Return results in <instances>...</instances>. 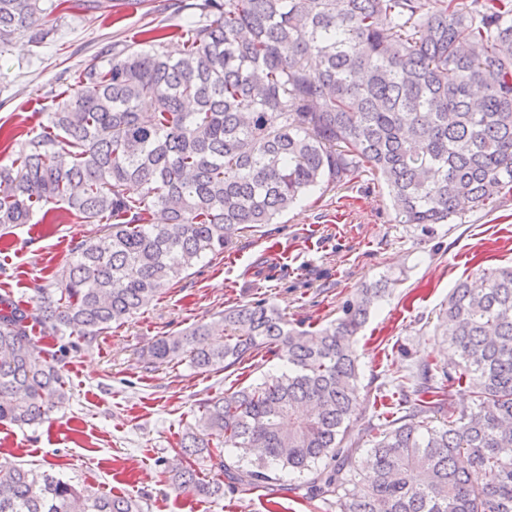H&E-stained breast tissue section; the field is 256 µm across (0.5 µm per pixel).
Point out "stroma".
<instances>
[{
	"mask_svg": "<svg viewBox=\"0 0 512 512\" xmlns=\"http://www.w3.org/2000/svg\"><path fill=\"white\" fill-rule=\"evenodd\" d=\"M184 19L175 0H97L90 12L52 15L50 39H15L0 54V125L37 130L78 70L105 44L135 43L140 30L168 31V53L181 43L172 32ZM97 225L57 205L49 222L32 218L0 231V293L26 311L40 305V288L54 283L76 242ZM512 264V193L466 212L452 224L422 230L396 219L383 183L367 178L314 191L274 223L234 231L224 255L195 266L135 319L104 330L92 346L77 337L38 333L46 359L63 374L69 403L41 424H0V454L135 500L141 512H332L303 492L239 485L223 497L182 494L169 480L180 467V442L203 400L233 385L260 382L278 370L273 357L231 373L203 372L182 362L147 371L143 353L157 338L212 320L225 306L267 298L288 321L315 327L340 314L362 284L388 282L392 293L370 314L357 337L361 383L396 382L425 360L444 365L448 345L436 331L452 288L481 270Z\"/></svg>",
	"mask_w": 512,
	"mask_h": 512,
	"instance_id": "stroma-1",
	"label": "stroma"
}]
</instances>
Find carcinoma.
<instances>
[{"label":"carcinoma","instance_id":"cac0c4a2","mask_svg":"<svg viewBox=\"0 0 512 512\" xmlns=\"http://www.w3.org/2000/svg\"><path fill=\"white\" fill-rule=\"evenodd\" d=\"M179 2V56L157 28L139 49L105 46L0 166V228L62 203L102 225L72 246L38 312L0 294V423L35 425L69 402L36 327L89 346L224 254L230 230L270 224L325 183L382 180L401 224H451L512 191V0ZM60 8L0 0V48L42 42ZM479 280L458 282L439 312L448 366L424 363L399 384L401 416L366 419L360 457L354 342L386 286H363L317 329L258 299L157 338L147 370L186 359L226 371L262 352L287 367L201 403L173 485L224 496L223 483L197 479L206 460L252 488L278 471L304 477L308 499L336 512H512V265ZM446 384L473 406L446 410ZM0 512L139 505L5 458Z\"/></svg>","mask_w":512,"mask_h":512}]
</instances>
